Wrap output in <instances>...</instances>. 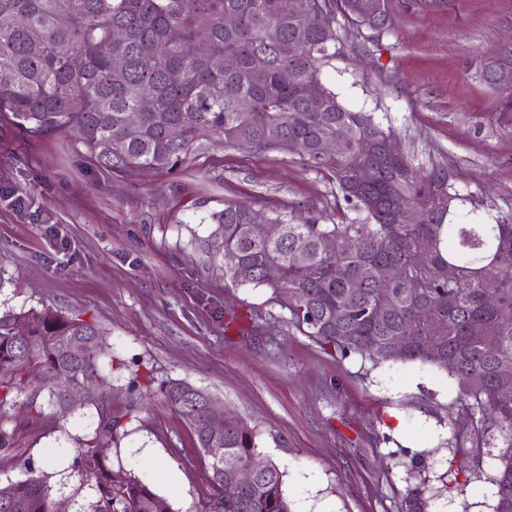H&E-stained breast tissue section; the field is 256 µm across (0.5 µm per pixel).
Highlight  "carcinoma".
<instances>
[{"label":"carcinoma","mask_w":512,"mask_h":512,"mask_svg":"<svg viewBox=\"0 0 512 512\" xmlns=\"http://www.w3.org/2000/svg\"><path fill=\"white\" fill-rule=\"evenodd\" d=\"M226 14L235 26H224ZM338 14L377 32L388 25L385 6L367 20L359 0H298L294 15L281 14L279 0H0V121L24 138L73 129L98 171L127 181L183 167L201 129L227 148L276 151L326 174L356 213L350 221L311 217L300 224L285 211L226 200L211 214L208 251L224 258V279L269 289L288 310V325L335 356L374 365L422 362L451 376L457 401L475 417L473 447L496 433L505 444L493 512H512V377L502 378L512 373V216L495 224L451 222L458 194L448 167L424 169L408 155L387 154L392 131L326 87L318 101L307 99V86L321 84L322 68L336 57ZM118 27L126 31L120 42L112 40ZM174 28L181 39L169 37ZM202 40L207 56L194 51ZM116 57L124 68L113 67ZM258 61L261 82L253 78ZM481 72L489 84L512 78V48ZM145 93L154 106L140 112ZM74 99L83 103L78 111ZM242 100L249 109H239ZM136 111L132 127L127 117ZM337 138L336 153L325 152ZM395 196L421 212L419 223L403 222ZM269 224L281 225L278 236H266ZM327 239L336 240L333 255L324 252ZM391 263L405 274L390 285L383 270ZM17 326L26 334L16 335ZM74 339L85 342L80 358L66 352ZM113 368L93 320L52 306L0 316V409L35 376L48 407L67 414L74 407L60 404L58 387L90 386ZM159 393L188 423L198 448L224 449L209 459V512H291L284 472L270 459L236 497L224 498V479L263 454L255 428L238 419L216 431L212 395L184 380L162 382ZM97 409L94 437L74 459L93 481L83 512H171L149 482L101 453L118 445L124 430L106 400ZM53 506L49 476L33 466L25 478L0 483V512Z\"/></svg>","instance_id":"obj_1"}]
</instances>
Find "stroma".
<instances>
[{
  "label": "stroma",
  "instance_id": "obj_1",
  "mask_svg": "<svg viewBox=\"0 0 512 512\" xmlns=\"http://www.w3.org/2000/svg\"><path fill=\"white\" fill-rule=\"evenodd\" d=\"M386 10L381 34L337 17L342 46L322 84L391 127L419 163L454 172L453 222L512 214V90L479 73L512 41V0H386ZM4 181L33 205L0 200V314L42 306L82 314L104 330L119 365L62 418L32 424L25 406L1 409L15 446L0 480L22 477L29 464L45 469L54 500L79 512L93 490L73 458L104 396L127 420L110 461L150 482L173 512H204L208 461L183 417L161 395L144 396L138 376L148 369L156 380L205 388L254 426L284 474L292 512H405L413 488L428 512H492L504 444L470 448L473 422L450 376L419 362L326 354L289 327L268 289L225 284L202 246L210 214L228 199L299 221H342L328 177L206 137L180 170L128 182L92 169L72 132L22 142L0 129ZM228 309L238 323L225 325ZM415 457L423 470L410 469Z\"/></svg>",
  "mask_w": 512,
  "mask_h": 512
}]
</instances>
